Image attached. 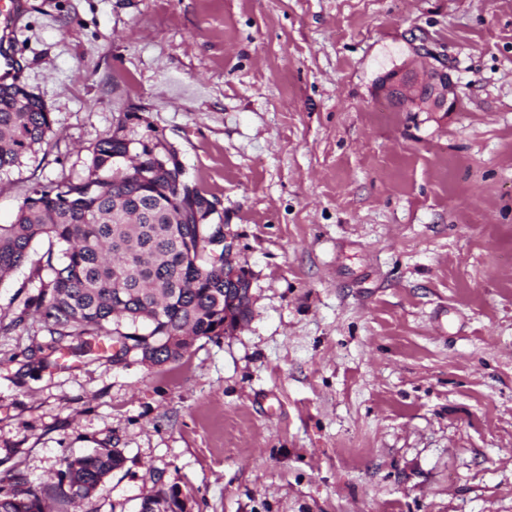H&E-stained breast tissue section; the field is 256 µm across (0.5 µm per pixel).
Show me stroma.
Returning <instances> with one entry per match:
<instances>
[{"mask_svg": "<svg viewBox=\"0 0 512 512\" xmlns=\"http://www.w3.org/2000/svg\"><path fill=\"white\" fill-rule=\"evenodd\" d=\"M13 79L53 126L0 174H89L120 134L173 146L251 272L233 333L175 362L59 349L24 314L48 239L0 280V480L121 468L68 512H512V0H20ZM440 47L453 112L377 90ZM155 495L145 497L141 503L139 512H184L185 504L180 497V490L177 486L171 485L167 489L164 484Z\"/></svg>", "mask_w": 512, "mask_h": 512, "instance_id": "obj_1", "label": "stroma"}]
</instances>
